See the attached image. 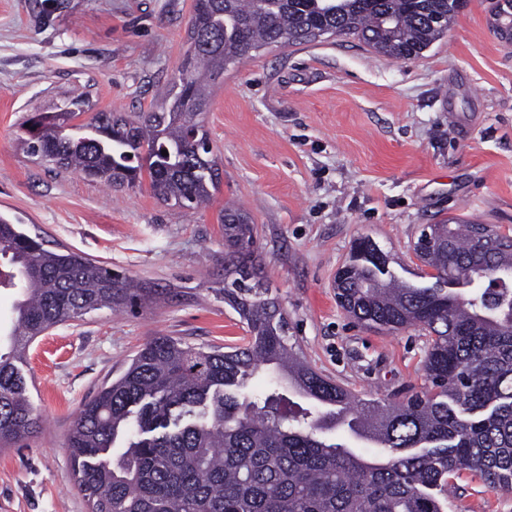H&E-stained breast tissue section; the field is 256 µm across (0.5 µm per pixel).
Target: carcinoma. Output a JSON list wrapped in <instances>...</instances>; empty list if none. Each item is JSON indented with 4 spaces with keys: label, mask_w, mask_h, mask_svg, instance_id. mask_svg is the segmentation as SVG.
I'll list each match as a JSON object with an SVG mask.
<instances>
[{
    "label": "carcinoma",
    "mask_w": 512,
    "mask_h": 512,
    "mask_svg": "<svg viewBox=\"0 0 512 512\" xmlns=\"http://www.w3.org/2000/svg\"><path fill=\"white\" fill-rule=\"evenodd\" d=\"M460 0H193L187 49L158 104L130 118L97 112L93 130L62 133L85 112H41L22 142L36 160L117 190L140 187L196 209L220 179L204 124L224 70L268 45L354 35L374 52L414 60L448 34ZM167 154H162V151ZM224 302L249 337L229 351L152 336L128 368L79 409L67 449L87 512H447L450 479L469 471L512 490V244L478 245L476 224L450 217L413 244L428 285L401 279L389 255L357 238L337 269L339 306L381 331L427 332L425 387L394 403L366 401L314 370L253 264L255 227L224 208ZM17 295L0 339V451L42 427L20 368L32 341L102 308L155 294L75 251L56 252L0 217V291ZM276 377L244 391L262 368ZM309 400L280 392L278 377ZM384 452L370 462L327 437L332 426ZM124 451L109 461L118 438Z\"/></svg>",
    "instance_id": "cac0c4a2"
}]
</instances>
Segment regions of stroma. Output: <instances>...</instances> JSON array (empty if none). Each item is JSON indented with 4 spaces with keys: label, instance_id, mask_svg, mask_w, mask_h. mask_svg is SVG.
<instances>
[{
    "label": "stroma",
    "instance_id": "obj_1",
    "mask_svg": "<svg viewBox=\"0 0 512 512\" xmlns=\"http://www.w3.org/2000/svg\"><path fill=\"white\" fill-rule=\"evenodd\" d=\"M499 2L470 0L409 62L325 35L228 69L205 114L220 182L209 206L183 209L145 186L119 192L36 161L20 138L27 118L75 98L126 115L161 101L192 0H0V215L47 249L83 253L160 294L57 325L29 347L22 371L44 423L0 452V512H86L71 423L148 338L245 343L222 292L228 202L250 216L254 262L316 371L365 400L423 386L425 333L356 324L332 283L362 236L422 284L413 243L424 225L462 216L512 235V37L498 29ZM448 512H512V492L464 473L451 480Z\"/></svg>",
    "mask_w": 512,
    "mask_h": 512
}]
</instances>
